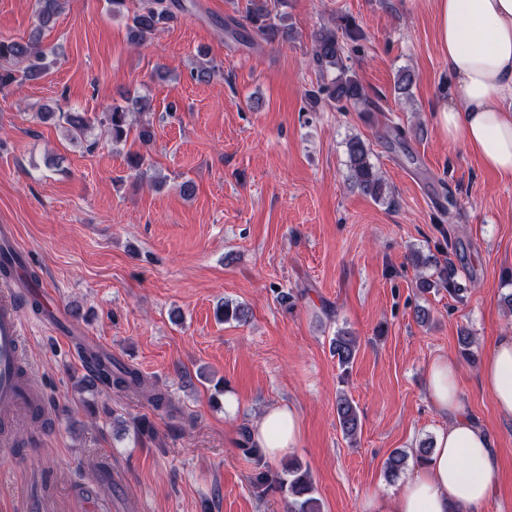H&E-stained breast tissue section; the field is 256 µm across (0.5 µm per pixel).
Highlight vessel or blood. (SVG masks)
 <instances>
[{"mask_svg": "<svg viewBox=\"0 0 512 512\" xmlns=\"http://www.w3.org/2000/svg\"><path fill=\"white\" fill-rule=\"evenodd\" d=\"M31 258L21 248L13 225L0 226V264L7 276L0 278V446L12 447L22 416L40 415L47 408L45 398L32 396L29 382L21 379L24 365L22 344L26 325L18 315L17 301L27 285Z\"/></svg>", "mask_w": 512, "mask_h": 512, "instance_id": "b4317fda", "label": "vessel or blood"}]
</instances>
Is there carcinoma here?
<instances>
[{
    "mask_svg": "<svg viewBox=\"0 0 512 512\" xmlns=\"http://www.w3.org/2000/svg\"><path fill=\"white\" fill-rule=\"evenodd\" d=\"M36 20L32 38L26 42L0 40V91L20 79L34 80L47 72L54 61L49 59V52L40 45L41 29L55 16L61 7V0H36ZM177 0H140V6L131 17L132 39L144 42L162 27L174 22L177 15L174 8ZM248 20L256 33L267 42L276 41L281 33L275 22L267 0H252L248 10ZM364 39L362 30L355 18L348 14L336 16L334 25L324 27L316 35L312 47V60L321 76H330L327 82L308 94L309 105L318 107L321 103H365L367 94L348 64L350 55L360 50ZM414 82V75L408 70L400 71L394 83V91L399 96L409 94ZM129 109L114 106L102 113L100 124L107 127L112 141L117 142L127 136V119ZM40 118L57 119L70 129L82 135L91 126V119L86 113L51 109L40 113ZM350 179L365 194L376 201H383L388 196L387 186L378 170L371 162L370 145L359 136H353L345 142ZM448 289V294L460 296L464 291L457 281L453 268H442L436 278L421 277L417 288L421 295H426L436 288ZM358 350L357 338L346 331H339L332 341V352L337 357L343 371H348ZM91 374L82 378L84 387L89 388L101 382L118 391H131L138 394L148 405L156 410L170 413L174 406L168 392L151 382L138 369L119 359L87 351ZM336 413L343 434L352 438L360 428L357 407L346 396L338 397ZM408 453L396 449L386 463V473L393 480L399 476L405 466ZM255 488L263 491L270 487L277 489L288 498L289 512H321V504L315 496V488L309 472L294 462L288 466L285 476L272 478L266 469H258L252 477Z\"/></svg>",
    "mask_w": 512,
    "mask_h": 512,
    "instance_id": "obj_1",
    "label": "carcinoma"
}]
</instances>
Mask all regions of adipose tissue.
I'll list each match as a JSON object with an SVG mask.
<instances>
[{"mask_svg": "<svg viewBox=\"0 0 512 512\" xmlns=\"http://www.w3.org/2000/svg\"><path fill=\"white\" fill-rule=\"evenodd\" d=\"M437 36L448 62L449 91L437 123L449 142H462L501 180H512V0H435ZM499 415L512 419V335L495 341L480 368ZM427 395L448 425L428 461L388 492L376 490L367 512H481L497 490L499 460L487 432L461 403L459 368L433 362ZM267 460L282 458L303 442L294 407L267 410L252 430Z\"/></svg>", "mask_w": 512, "mask_h": 512, "instance_id": "1", "label": "adipose tissue"}]
</instances>
